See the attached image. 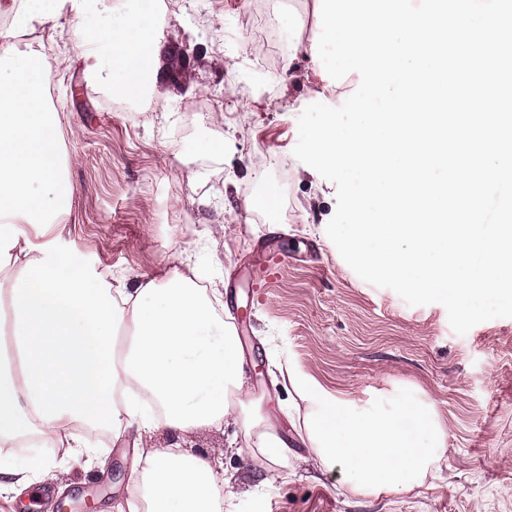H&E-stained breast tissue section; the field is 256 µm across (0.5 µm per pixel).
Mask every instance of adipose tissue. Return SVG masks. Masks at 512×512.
Segmentation results:
<instances>
[{"label": "adipose tissue", "instance_id": "ef3b65f1", "mask_svg": "<svg viewBox=\"0 0 512 512\" xmlns=\"http://www.w3.org/2000/svg\"><path fill=\"white\" fill-rule=\"evenodd\" d=\"M54 0H0V260L21 272L0 283L7 300V332L0 341V444L35 438L37 447L66 449L75 462H98L93 430H137L139 452L128 475L129 512H223L221 463L180 447L155 448L162 431L189 435L206 427L241 425L252 432L262 418L232 396L244 392V364L232 325L220 351L208 349L219 289L189 277L143 275L102 284L88 276L78 251L35 246L27 228L64 234L73 187L60 150L58 113L44 105L46 55L16 57L12 32L56 21ZM100 46L93 69L112 89L137 94L160 73L152 0H133L124 23L81 31ZM150 394L145 406L141 394ZM89 432L76 434L82 423Z\"/></svg>", "mask_w": 512, "mask_h": 512}]
</instances>
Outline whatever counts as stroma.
I'll list each match as a JSON object with an SVG mask.
<instances>
[{
	"label": "stroma",
	"mask_w": 512,
	"mask_h": 512,
	"mask_svg": "<svg viewBox=\"0 0 512 512\" xmlns=\"http://www.w3.org/2000/svg\"><path fill=\"white\" fill-rule=\"evenodd\" d=\"M252 3L168 0L156 36L186 45V82L160 77L141 113L113 108L110 87L80 61L77 27L120 22L125 11L113 0L81 16L62 0L56 23L14 37L17 54L41 46L48 55L44 101L59 114L69 160L68 232L54 247L92 242L83 265L95 277L183 274L223 288L217 312L237 331L245 387L271 433L295 436L306 408L281 381L287 365L360 410L410 389L431 405L445 439L421 487L373 493L350 490L342 467L320 466L302 445L273 471L258 468L257 445L232 425L182 440L167 433L156 447L222 457L232 478L224 512H512V318L456 334L443 305H408L342 259L325 232L336 206L328 181L303 173L293 155L303 103L339 101L323 92L307 53L280 48L284 79L253 59ZM270 188L285 193L286 209L247 216L250 193ZM131 441L102 431L103 468L38 449L64 475L38 512L59 500L71 512H128Z\"/></svg>",
	"instance_id": "35a3bbf8"
}]
</instances>
